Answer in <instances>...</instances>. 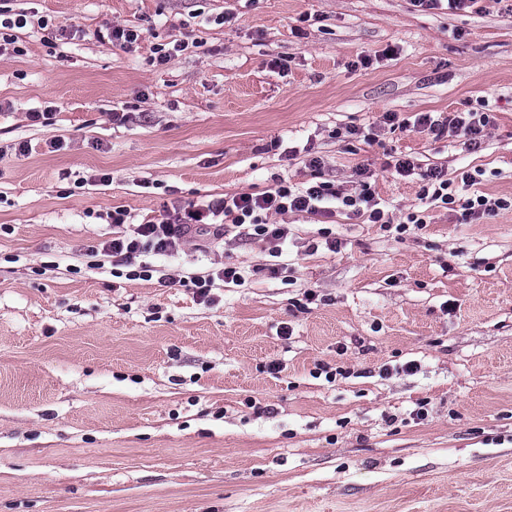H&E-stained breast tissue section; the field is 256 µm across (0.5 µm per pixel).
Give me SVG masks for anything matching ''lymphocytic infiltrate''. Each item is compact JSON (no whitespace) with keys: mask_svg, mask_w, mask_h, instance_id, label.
I'll use <instances>...</instances> for the list:
<instances>
[{"mask_svg":"<svg viewBox=\"0 0 512 512\" xmlns=\"http://www.w3.org/2000/svg\"><path fill=\"white\" fill-rule=\"evenodd\" d=\"M382 119L385 125L393 129L415 127L439 138H463L466 148L471 151L481 147L484 132L490 124L487 113L476 111L454 112L443 118L424 112L411 121L387 112ZM389 166L399 176H418L423 197L445 205L454 203L455 198L449 191L450 184L443 169L421 168L412 158L404 155L393 157ZM356 174L361 180V191L355 196L342 195L328 181L301 189L282 179L255 195L241 194L206 203L179 205L162 217L135 225L131 233L113 235L112 239L103 242L102 250L111 259L113 274L123 273L130 279H148L153 269L144 261L147 254H171L191 230L206 225L212 226L214 235H223V225L216 222L220 216L230 218L232 226L243 229L249 238L270 242H282L288 236L287 227L268 222L267 217L273 212H307L328 218L336 211L346 210L357 216H366L370 223L389 226L390 220L386 218L369 182V169L358 168Z\"/></svg>","mask_w":512,"mask_h":512,"instance_id":"lymphocytic-infiltrate-1","label":"lymphocytic infiltrate"}]
</instances>
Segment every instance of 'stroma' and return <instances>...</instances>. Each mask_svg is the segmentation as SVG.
Instances as JSON below:
<instances>
[{
	"mask_svg": "<svg viewBox=\"0 0 512 512\" xmlns=\"http://www.w3.org/2000/svg\"><path fill=\"white\" fill-rule=\"evenodd\" d=\"M0 8L30 18L0 51V512H512V211L460 217L512 197V7ZM108 25L142 37L121 50L97 39ZM175 39L187 50L158 64ZM468 111L491 119L476 152L380 124ZM393 152L445 169L455 204L393 175ZM361 166L394 220L426 227L275 214L283 249L197 231L147 281L114 277L98 248L116 207L138 223L279 178L352 195ZM325 227L339 251L311 250ZM229 265L244 283L199 301L190 277ZM512 211V198H489L485 195H478L475 199L467 202L462 214V221L465 224H473L474 221L484 216L496 214L500 211Z\"/></svg>",
	"mask_w": 512,
	"mask_h": 512,
	"instance_id": "1",
	"label": "stroma"
}]
</instances>
